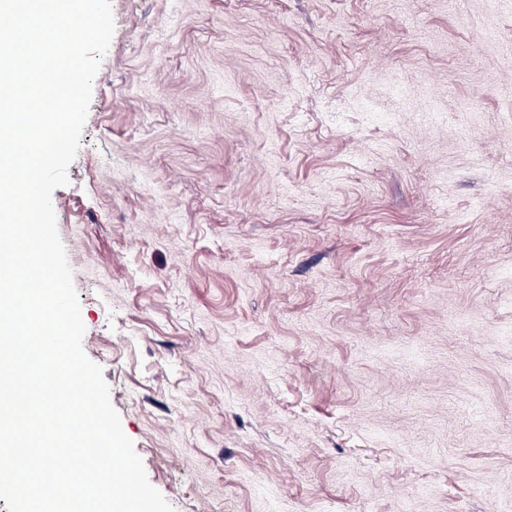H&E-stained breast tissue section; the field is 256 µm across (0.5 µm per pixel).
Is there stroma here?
<instances>
[{
    "label": "stroma",
    "instance_id": "stroma-1",
    "mask_svg": "<svg viewBox=\"0 0 512 512\" xmlns=\"http://www.w3.org/2000/svg\"><path fill=\"white\" fill-rule=\"evenodd\" d=\"M111 6L52 203L149 482L174 512H512V7Z\"/></svg>",
    "mask_w": 512,
    "mask_h": 512
}]
</instances>
